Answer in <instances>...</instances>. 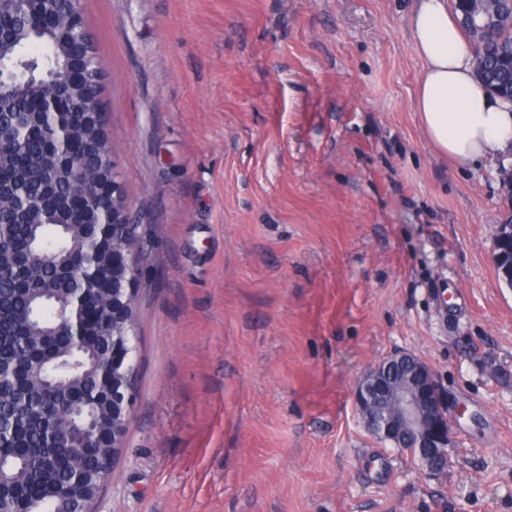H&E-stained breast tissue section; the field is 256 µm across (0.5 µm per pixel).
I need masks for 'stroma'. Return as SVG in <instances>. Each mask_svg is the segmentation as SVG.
<instances>
[{"label": "stroma", "instance_id": "35a3bbf8", "mask_svg": "<svg viewBox=\"0 0 512 512\" xmlns=\"http://www.w3.org/2000/svg\"><path fill=\"white\" fill-rule=\"evenodd\" d=\"M417 0H81L136 248L135 405L94 512H512V216L434 153ZM415 354L442 468L358 378ZM508 222L509 219L506 223ZM506 223L494 225L492 250L497 270H499L502 277L506 278L510 286H512V281L510 282V280H512V225ZM507 244L509 245V250L503 249L502 247ZM396 365L413 370L397 380L387 371ZM355 409L367 430L428 467L437 466L453 444L446 395L432 370L412 353L401 351L369 367L354 389Z\"/></svg>", "mask_w": 512, "mask_h": 512}]
</instances>
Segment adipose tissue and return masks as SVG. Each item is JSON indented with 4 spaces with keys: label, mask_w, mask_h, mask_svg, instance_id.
Returning a JSON list of instances; mask_svg holds the SVG:
<instances>
[{
    "label": "adipose tissue",
    "mask_w": 512,
    "mask_h": 512,
    "mask_svg": "<svg viewBox=\"0 0 512 512\" xmlns=\"http://www.w3.org/2000/svg\"><path fill=\"white\" fill-rule=\"evenodd\" d=\"M423 62L416 110L434 151L467 168L512 152V103L482 88L470 46L448 0H420L411 17Z\"/></svg>",
    "instance_id": "ef3b65f1"
}]
</instances>
